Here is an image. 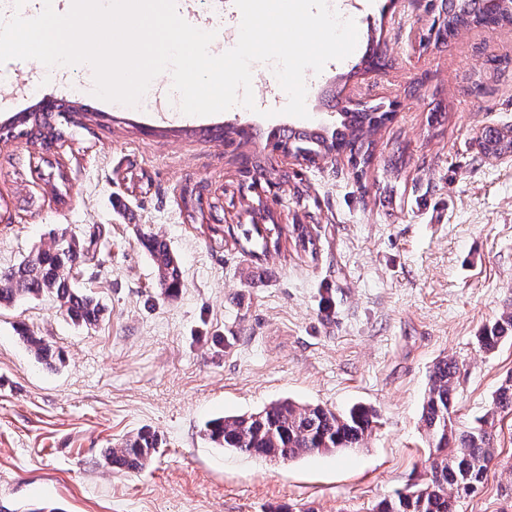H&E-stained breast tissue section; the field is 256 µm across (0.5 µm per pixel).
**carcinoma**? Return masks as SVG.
I'll return each instance as SVG.
<instances>
[{"instance_id":"carcinoma-1","label":"carcinoma","mask_w":512,"mask_h":512,"mask_svg":"<svg viewBox=\"0 0 512 512\" xmlns=\"http://www.w3.org/2000/svg\"><path fill=\"white\" fill-rule=\"evenodd\" d=\"M432 25L438 27L440 43L445 44L464 28L512 27V0H436ZM393 103L378 102L365 108H344L331 128H316L290 133L288 146L304 152L316 163L334 152L349 153L356 167L371 163V143L365 134L383 125V117ZM38 130L36 140L45 143L64 135L49 112H25L5 126L4 140ZM482 151L491 155L512 153V137L489 131L481 137ZM282 231L276 224H258L243 230L246 246L242 250L255 257L270 249L280 248ZM137 240L148 252L157 283L167 296L176 295L182 287V270L177 256L167 242L147 228L137 229ZM100 261L96 241L82 242L64 236L37 254L23 257L7 271L0 273V307L21 298L49 297L75 325L91 328L105 317V307L90 291L80 287L71 276L78 264ZM20 341L33 353L38 363L55 370L65 362L63 351L49 341L27 330H18ZM512 336V312L503 313L477 336L480 348L491 352ZM457 364L452 359L436 362L429 372L424 393L421 421L429 437L428 481L378 501L371 512H455L457 499L474 492L482 483L489 463L494 458V433L490 419L505 410L512 411V377L497 390L493 407L475 419L466 430L456 428L455 379ZM378 415L375 409L354 405L334 411L321 405L298 404L288 398L270 402L261 410L242 415H228L207 421L203 435L219 448L248 456L289 461L312 453H328L341 448H358L372 433ZM163 444L161 436L150 429L128 434L119 445L104 449L96 464L114 472H136L145 469Z\"/></svg>"}]
</instances>
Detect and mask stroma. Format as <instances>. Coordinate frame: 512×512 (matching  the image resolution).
<instances>
[{"label": "stroma", "instance_id": "obj_1", "mask_svg": "<svg viewBox=\"0 0 512 512\" xmlns=\"http://www.w3.org/2000/svg\"><path fill=\"white\" fill-rule=\"evenodd\" d=\"M359 39L349 57L306 72L308 118L283 114L281 86L262 64L254 109L192 116L118 110L74 93L33 60H11L0 85V125L38 100L72 101L78 126L44 149L0 142V271L66 235L95 238L102 262L74 275L107 309L94 328L74 326L47 298L0 310V505L59 512H367L395 490L425 482L421 422L428 374L457 363L455 418L466 426L490 409L512 374V340L492 352L479 331L512 312V155L484 154L479 138L512 128V29L470 28L420 48L429 17L413 0H339ZM239 9L185 11L223 49ZM386 65L364 71L368 44ZM509 59L492 73L488 61ZM36 80L35 92L16 84ZM399 102L372 133L373 160L356 174L347 157L309 166L279 158L281 226L307 225L316 249L254 258L229 228L245 223L233 149L213 127L263 132L329 125L356 89ZM404 149L398 170L387 166ZM222 233L191 223L186 188ZM145 225L164 237L183 274L179 294L160 293L137 242ZM25 327L61 347L65 364L40 365L20 342ZM288 397L343 409L373 407L363 445L270 461L216 447L205 421L251 413ZM142 427L166 445L143 471L97 466L102 449ZM497 452L457 512H512V412L497 414Z\"/></svg>", "mask_w": 512, "mask_h": 512}]
</instances>
